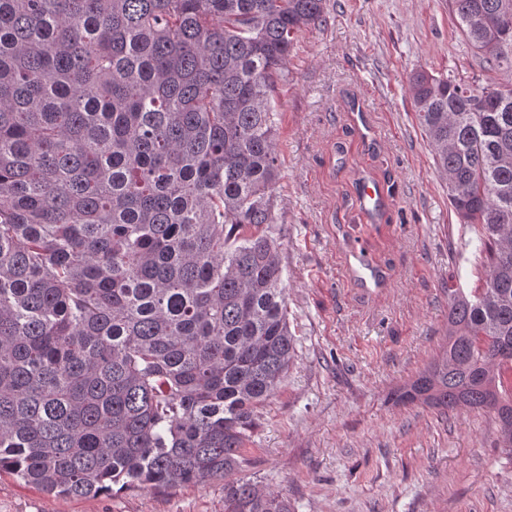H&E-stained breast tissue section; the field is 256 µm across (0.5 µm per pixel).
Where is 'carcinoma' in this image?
Masks as SVG:
<instances>
[{"label":"carcinoma","mask_w":512,"mask_h":512,"mask_svg":"<svg viewBox=\"0 0 512 512\" xmlns=\"http://www.w3.org/2000/svg\"><path fill=\"white\" fill-rule=\"evenodd\" d=\"M512 0H451L489 69ZM325 0H0V470L60 496L232 480L295 357L275 191L278 84ZM486 276L402 403L487 413L512 455V88L412 77Z\"/></svg>","instance_id":"cac0c4a2"}]
</instances>
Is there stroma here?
Instances as JSON below:
<instances>
[{
    "label": "stroma",
    "mask_w": 512,
    "mask_h": 512,
    "mask_svg": "<svg viewBox=\"0 0 512 512\" xmlns=\"http://www.w3.org/2000/svg\"><path fill=\"white\" fill-rule=\"evenodd\" d=\"M293 41L277 90L276 211L296 356L256 410L237 479L294 512H512V457L484 413L398 404L448 328V284L473 287L478 241L418 127L411 79L452 75L512 88L465 41L449 0H326ZM383 191L360 203L362 179ZM361 243L383 273L360 288ZM0 512H224V481L55 496L0 473Z\"/></svg>",
    "instance_id": "35a3bbf8"
}]
</instances>
